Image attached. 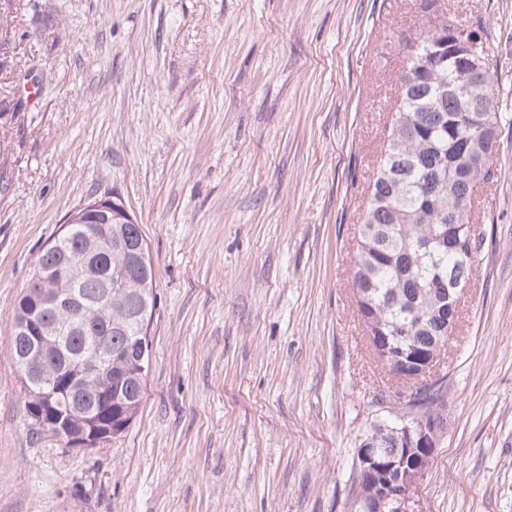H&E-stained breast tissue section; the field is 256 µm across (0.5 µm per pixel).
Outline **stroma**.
<instances>
[{
    "label": "stroma",
    "instance_id": "stroma-1",
    "mask_svg": "<svg viewBox=\"0 0 512 512\" xmlns=\"http://www.w3.org/2000/svg\"><path fill=\"white\" fill-rule=\"evenodd\" d=\"M508 121L438 368L448 433L415 512H512V0H448ZM412 0H0V512H354L402 386L376 362L354 224ZM120 199L155 274L135 421L32 430L13 310L68 216Z\"/></svg>",
    "mask_w": 512,
    "mask_h": 512
}]
</instances>
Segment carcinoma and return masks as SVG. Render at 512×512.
<instances>
[{"mask_svg": "<svg viewBox=\"0 0 512 512\" xmlns=\"http://www.w3.org/2000/svg\"><path fill=\"white\" fill-rule=\"evenodd\" d=\"M421 24L396 31L402 47L398 95L387 120L385 149L368 184V199L357 229L352 269L358 314L367 335L389 336V366L409 347L433 350L448 343V303L434 285L453 277L473 280L481 236L472 218L475 188L494 178L495 152L504 113L489 73L491 48L478 40L485 77H462L453 33L465 32L448 0H419ZM428 56V63L419 57ZM465 102L482 103L478 127L469 128ZM143 239L140 225L66 224L38 256L14 308L13 325L28 313L61 336L49 359L33 363L27 337L12 330L11 355L23 389L24 406L48 408L46 381L87 351L96 340L111 347L112 400H103L91 380L76 382L70 400L102 405L120 418L112 438L123 434L143 402L151 362L149 326L156 307L155 279L148 252H134ZM80 264L71 281L63 271ZM74 288L85 310L81 323L41 305L60 289ZM407 342L399 341L400 335Z\"/></svg>", "mask_w": 512, "mask_h": 512, "instance_id": "carcinoma-1", "label": "carcinoma"}]
</instances>
